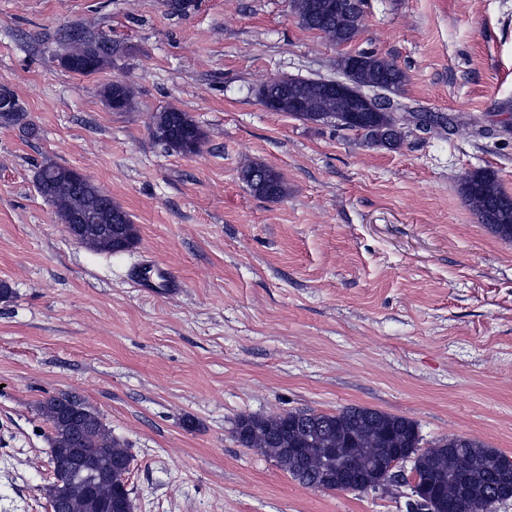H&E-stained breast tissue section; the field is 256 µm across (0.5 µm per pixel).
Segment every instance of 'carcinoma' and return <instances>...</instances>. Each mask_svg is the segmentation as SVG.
<instances>
[{
    "instance_id": "1",
    "label": "carcinoma",
    "mask_w": 512,
    "mask_h": 512,
    "mask_svg": "<svg viewBox=\"0 0 512 512\" xmlns=\"http://www.w3.org/2000/svg\"><path fill=\"white\" fill-rule=\"evenodd\" d=\"M362 0H291L299 24L323 34L343 46L360 33ZM105 41L71 39L63 61L78 74L100 70L110 55ZM342 55L336 65L355 90L376 88L399 93L407 81L406 72L374 52ZM130 85L114 82L106 86L107 103L127 106ZM271 100L288 97L281 111L309 122H335L360 134L369 147L396 149L402 141V126L385 113L350 111V101L336 95L333 81L324 79H279L261 91ZM154 135L166 150L182 155L198 151L203 133L189 115L167 107L154 115ZM241 180L260 198L276 200L286 195L283 177L269 166L253 163L241 170ZM37 187L48 199L64 224L79 214L84 223L71 230L88 239L87 248L114 252L112 234L124 232L127 247L137 242L130 215L103 194L92 180H82L76 171L55 163L43 166ZM460 194L478 220L501 239L512 241V194L490 169L467 173L460 182ZM40 415L49 423L53 481L46 489L51 512H124L116 502L133 503L128 489L132 463L130 448L83 398L72 392L52 395L39 403ZM302 411L276 415H242L234 426L236 442L274 461L299 485L319 491L336 489L325 484V469L336 470V461L353 460L366 473L379 471L404 450L415 446L419 435L410 419L367 407H346L335 413L310 412L314 424L301 418ZM494 448L469 438L431 448L424 455L421 477L428 481V493L448 507L464 506L466 512H493V499L512 495V468L499 466Z\"/></svg>"
}]
</instances>
